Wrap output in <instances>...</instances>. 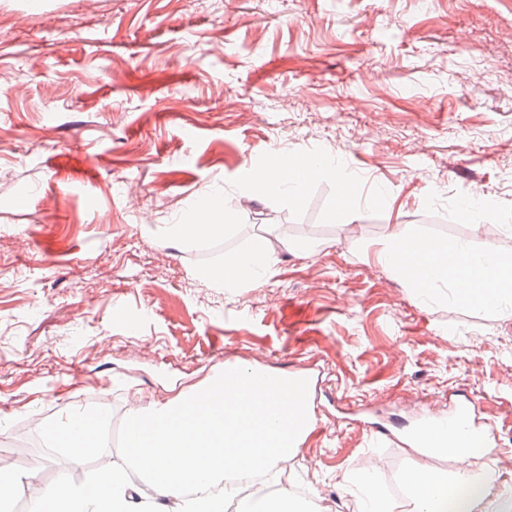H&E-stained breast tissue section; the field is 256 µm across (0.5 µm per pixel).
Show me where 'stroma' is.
Returning a JSON list of instances; mask_svg holds the SVG:
<instances>
[{"label": "stroma", "mask_w": 512, "mask_h": 512, "mask_svg": "<svg viewBox=\"0 0 512 512\" xmlns=\"http://www.w3.org/2000/svg\"><path fill=\"white\" fill-rule=\"evenodd\" d=\"M512 0H0V449L65 411L109 433L132 403L209 384L225 364L306 378L313 430L270 476L352 512L343 473L404 512L425 410L483 401L512 504V320L442 288L416 303L375 252L395 224L480 251L512 232ZM331 156L293 184L267 159ZM483 187L485 206L463 193ZM208 198L229 232L185 240ZM288 245L261 286L225 261ZM165 271H158V264ZM383 431L374 439V431Z\"/></svg>", "instance_id": "obj_1"}]
</instances>
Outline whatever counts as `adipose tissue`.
<instances>
[{
  "instance_id": "adipose-tissue-1",
  "label": "adipose tissue",
  "mask_w": 512,
  "mask_h": 512,
  "mask_svg": "<svg viewBox=\"0 0 512 512\" xmlns=\"http://www.w3.org/2000/svg\"><path fill=\"white\" fill-rule=\"evenodd\" d=\"M486 235V250L475 253L463 244L436 243L406 226L392 232L376 259L408 280L421 304L434 302L439 285L449 283L458 300L489 305L511 317L512 240L494 225L487 226ZM274 262L273 251L260 245L225 262L215 276L228 286L245 280L258 285ZM234 374L238 388L232 396H225L218 378L203 390L131 410L129 456L144 477L143 496L133 497L125 470L109 464L91 482L62 479L46 487L37 485L35 473H18L0 463V503L23 493L28 512H225L230 501L237 502L239 512H304L305 502L288 487L262 497L247 490L255 474L278 471L293 455L288 418L309 416L306 398L288 378L248 366L236 367ZM45 433L75 455L100 439L98 430L77 427L68 416ZM452 452L459 461L453 482L475 486L460 508L481 512L492 482H477L476 475L484 471L491 451L456 446ZM405 481L410 489L405 512H437L449 482L425 467L411 470Z\"/></svg>"
}]
</instances>
